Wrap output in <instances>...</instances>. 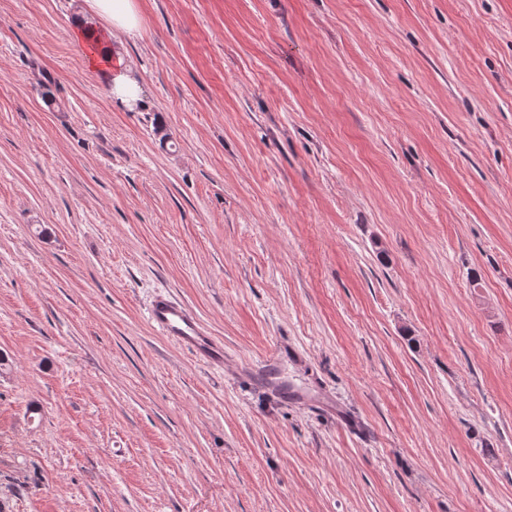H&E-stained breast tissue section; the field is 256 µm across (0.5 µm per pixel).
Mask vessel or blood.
<instances>
[{
  "mask_svg": "<svg viewBox=\"0 0 512 512\" xmlns=\"http://www.w3.org/2000/svg\"><path fill=\"white\" fill-rule=\"evenodd\" d=\"M147 318L160 334L188 350L198 360L213 367L223 366V345L204 331L183 304L167 297L156 298L147 311Z\"/></svg>",
  "mask_w": 512,
  "mask_h": 512,
  "instance_id": "obj_1",
  "label": "vessel or blood"
}]
</instances>
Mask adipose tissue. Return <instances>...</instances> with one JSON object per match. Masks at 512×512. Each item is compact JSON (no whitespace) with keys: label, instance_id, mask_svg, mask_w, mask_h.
I'll return each instance as SVG.
<instances>
[{"label":"adipose tissue","instance_id":"adipose-tissue-1","mask_svg":"<svg viewBox=\"0 0 512 512\" xmlns=\"http://www.w3.org/2000/svg\"><path fill=\"white\" fill-rule=\"evenodd\" d=\"M91 16H80L75 28L88 43L91 52L87 58L89 69L106 70L109 77L113 104L128 110L143 103V88L133 68L119 55L117 42L120 37H135L141 18L137 0H89Z\"/></svg>","mask_w":512,"mask_h":512}]
</instances>
